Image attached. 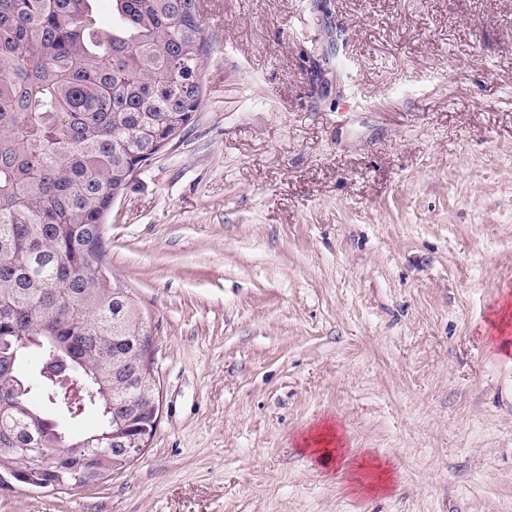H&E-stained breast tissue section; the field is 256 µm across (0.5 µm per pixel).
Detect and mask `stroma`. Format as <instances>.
<instances>
[{
    "label": "stroma",
    "mask_w": 512,
    "mask_h": 512,
    "mask_svg": "<svg viewBox=\"0 0 512 512\" xmlns=\"http://www.w3.org/2000/svg\"><path fill=\"white\" fill-rule=\"evenodd\" d=\"M199 17L203 102L105 220L156 429L0 512H512V0Z\"/></svg>",
    "instance_id": "stroma-1"
}]
</instances>
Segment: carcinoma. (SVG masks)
I'll list each match as a JSON object with an SVG mask.
<instances>
[{"label": "carcinoma", "mask_w": 512, "mask_h": 512, "mask_svg": "<svg viewBox=\"0 0 512 512\" xmlns=\"http://www.w3.org/2000/svg\"><path fill=\"white\" fill-rule=\"evenodd\" d=\"M92 2L0 0V428L13 431L0 472L29 469L23 448L59 452L60 419L100 394L135 396L137 384L112 380L113 350L138 365L140 311L112 281L104 217L203 101L197 0H112L110 30L95 27ZM33 332L45 347L23 346ZM54 351L75 365L63 384L41 374ZM153 414L68 437L66 463L37 479L63 490L123 469L110 432L138 434Z\"/></svg>", "instance_id": "1"}]
</instances>
